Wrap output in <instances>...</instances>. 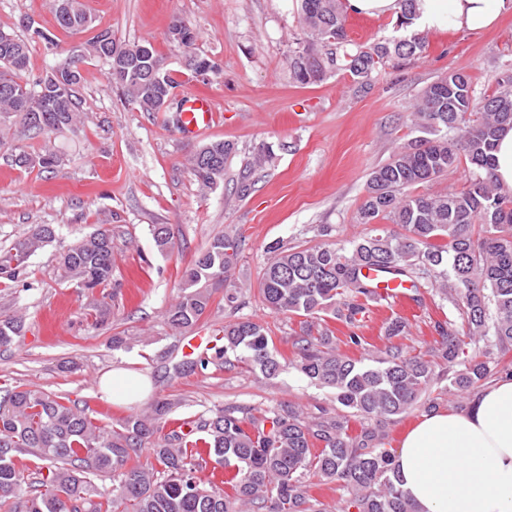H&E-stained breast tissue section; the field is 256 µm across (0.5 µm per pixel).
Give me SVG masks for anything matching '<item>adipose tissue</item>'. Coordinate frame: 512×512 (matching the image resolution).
<instances>
[{
	"mask_svg": "<svg viewBox=\"0 0 512 512\" xmlns=\"http://www.w3.org/2000/svg\"><path fill=\"white\" fill-rule=\"evenodd\" d=\"M512 0H416L414 31L491 28ZM416 512H512V377L479 391L463 409L423 416L395 456Z\"/></svg>",
	"mask_w": 512,
	"mask_h": 512,
	"instance_id": "obj_1",
	"label": "adipose tissue"
}]
</instances>
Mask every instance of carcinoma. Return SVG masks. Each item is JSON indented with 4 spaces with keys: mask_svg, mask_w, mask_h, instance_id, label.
Returning <instances> with one entry per match:
<instances>
[{
    "mask_svg": "<svg viewBox=\"0 0 512 512\" xmlns=\"http://www.w3.org/2000/svg\"><path fill=\"white\" fill-rule=\"evenodd\" d=\"M72 20L56 18L66 31L92 24L81 0H68ZM306 39L288 54L290 78L301 85L345 72L362 85L388 61L421 56L426 45L417 33L350 46L343 0H300ZM116 43L101 29L80 55L58 67L71 70L63 104L43 76L23 79L28 43L0 30V141L18 128L27 138L68 131L82 123L77 88L82 64L99 58L103 42ZM124 50L144 66L125 74L109 62V78L142 112L160 111L163 89L146 73L155 70L173 83L152 47L133 44ZM418 136L409 139L385 164L374 168L358 209L360 224L389 220L405 233H369L360 239L318 245L268 247L272 257L263 273L260 294L273 314L305 318L289 336L294 368L311 383L334 390L343 410H325L312 418L293 404L263 410L227 406L204 417L169 418L172 403L156 400L147 413L130 414L115 425H96L85 411L52 392L23 385L0 387V512H323L309 493L308 479L335 481L346 492L343 512H414L401 489L393 456L383 448L372 420L390 421L414 407L434 411L441 386L448 405L502 375H512V197L494 181L495 141L512 127V78L502 90L476 97L470 77L451 71L422 89L411 119ZM469 161L467 186L458 193L413 195L409 188L457 169L458 151ZM233 147L223 141L201 146L189 159L197 183L213 188L224 178ZM21 168L53 169L62 156L46 149L13 155ZM152 235L161 252L170 248L168 228L155 224ZM56 238L52 224H37L0 251V283L27 287L29 259ZM112 230L99 227L77 238L56 258L61 277L78 288L112 284ZM240 240L216 235L185 269L184 287L166 311L177 331L200 326L213 289L227 281L237 262ZM390 270L411 288H438L443 299L465 309L457 329L437 320L439 336L424 353L411 354L390 344L379 355L357 360L336 351L327 323L311 318L324 312L348 330L347 342L365 343L356 329L370 306L382 303L362 269ZM408 321L400 316L384 327L387 338L403 336ZM22 318H0V349L22 335ZM235 360L266 378L281 363L265 324L240 317L224 325V336L187 368L206 369L210 359ZM360 426H351V419ZM152 460L141 462L144 449ZM42 462L47 475L40 489H29L22 456ZM121 478L108 491L95 479Z\"/></svg>",
    "mask_w": 512,
    "mask_h": 512,
    "instance_id": "cac0c4a2",
    "label": "carcinoma"
}]
</instances>
